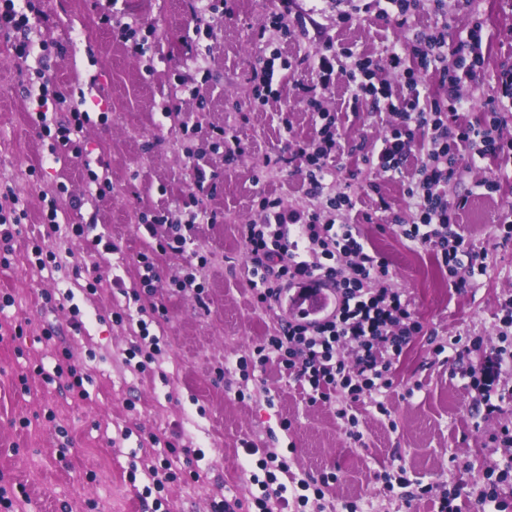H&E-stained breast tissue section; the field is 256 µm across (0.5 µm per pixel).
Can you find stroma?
Here are the masks:
<instances>
[{
	"instance_id": "obj_1",
	"label": "stroma",
	"mask_w": 512,
	"mask_h": 512,
	"mask_svg": "<svg viewBox=\"0 0 512 512\" xmlns=\"http://www.w3.org/2000/svg\"><path fill=\"white\" fill-rule=\"evenodd\" d=\"M312 12L308 36L272 26L273 0H216L212 35L194 31L187 0H43L41 34L57 44L48 72L58 88L99 87L86 96L90 116L82 157L49 161V138L32 125L29 100L9 43L0 38V188L23 200L27 217L13 241L9 265H0V294L14 306L5 314L22 326L23 339L0 336V485L20 498V512H152L162 499L169 512H211V498L249 501L260 489L257 456L247 444L276 448L288 464L278 479L287 486L284 512H437L435 499L460 490L461 512H474L470 497L491 470L512 456L496 436L512 429V401L487 412L467 373L512 336H499L501 306L512 297V240L502 241L501 220L512 209V172L486 159L457 185L469 193L457 222L475 251L485 253L484 270L470 287L448 286V276L431 253L399 239L394 217L409 218L400 179L376 182L359 155L335 161L336 187L352 185L360 201L350 215L389 261L394 285L406 289L425 333L405 349L393 370V388L366 398L352 419L339 416L338 402H310L301 384L276 359L239 370L257 345L287 319L286 303H256L248 282L246 248L239 227L256 219L261 198L279 197L290 206L312 205L294 169L266 166L287 154L288 144L311 136V112L292 99L289 71L276 70L281 96L258 100L253 71L272 50L282 58L315 53L326 45L355 54L380 55L403 42L400 30L374 16L343 25L333 0H302ZM134 23L126 40L111 24ZM484 22L485 64L481 90L466 114L478 120L488 98L497 96L502 64H512V0H449L447 18L421 10L418 29L447 21L449 33L466 31L472 14ZM205 49L204 64L186 53V40ZM199 85L201 96L181 94L180 84ZM337 114L348 140L382 138L387 125L367 108L353 110L343 83L321 99ZM229 125L246 147L226 162L215 128ZM107 166L110 189L98 194L89 173ZM205 183H198V175ZM493 176L487 191L479 180ZM391 201L392 212L372 210L371 184ZM66 185L81 199L64 209L62 228L47 235L42 224V190ZM217 211L214 224L186 234L180 253L154 257L162 286L155 297L134 296L142 269L138 255L147 243L138 232L159 211L187 202L196 187ZM96 215L103 245L75 236L71 227ZM47 242L63 268L48 275L28 261L33 243ZM114 249H106V242ZM102 282L96 293L87 286ZM73 293L74 305L58 297ZM165 306L167 320L152 327L160 361L145 372L124 363L135 338L129 323L113 320L114 308ZM460 337L464 357L441 356L437 345ZM69 350L86 373L85 397L65 383L46 384L37 366L52 370L53 355ZM165 434L180 450L176 479L146 491L144 475H133L151 437ZM337 478L299 504V481ZM427 488L416 500L404 490Z\"/></svg>"
}]
</instances>
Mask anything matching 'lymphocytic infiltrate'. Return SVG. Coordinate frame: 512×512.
Returning <instances> with one entry per match:
<instances>
[{
	"label": "lymphocytic infiltrate",
	"instance_id": "f902f5d3",
	"mask_svg": "<svg viewBox=\"0 0 512 512\" xmlns=\"http://www.w3.org/2000/svg\"><path fill=\"white\" fill-rule=\"evenodd\" d=\"M42 0H0V37L11 45L14 57L27 61L34 43V20L42 15ZM336 21L350 24L372 15L409 33L404 45L390 46L384 59L353 54L323 53L287 62L291 72L307 70L309 82L294 84L295 97L315 112L314 134L289 143V162L295 163L307 192L320 199V209L300 210L279 198H263L258 219L241 225L247 248L248 271L261 287L260 304L278 302L285 288L315 278L337 297L335 309L314 323L289 319L262 345L256 355H275L280 365L310 387V402L340 396L346 405L364 393L392 389L393 368L405 348L423 335L422 323L402 289L391 284L389 262L357 225L345 223L343 214L356 202L345 191L331 192L332 164L341 152L342 135L334 114L321 111L320 97L329 84L343 80L352 109L367 104L371 113L386 119L388 131L379 146L365 143L350 149L364 155L377 174L386 179L403 176L404 193L412 216L396 219L395 234L411 245L431 251L448 274L450 287L462 289L474 275L477 255L459 232L457 215L468 195L453 192L454 184L488 158L501 167L512 164V65L504 66L499 81L503 93L487 100L478 122L463 120L468 100L463 86L477 87L483 65V23L473 18L466 35L449 37L447 27L417 30L420 7L437 15L447 11V0H336ZM394 73L391 86L386 73ZM84 91L62 93L50 81H41L30 103L32 121L53 135L48 151L52 159L82 156L79 134L89 122L84 112ZM417 163L411 173L403 166L409 156ZM12 189L0 192V263L8 264L11 242L20 234L27 216ZM266 472L256 499L260 512H280L287 487L278 473L286 462L270 448L259 460Z\"/></svg>",
	"mask_w": 512,
	"mask_h": 512
}]
</instances>
